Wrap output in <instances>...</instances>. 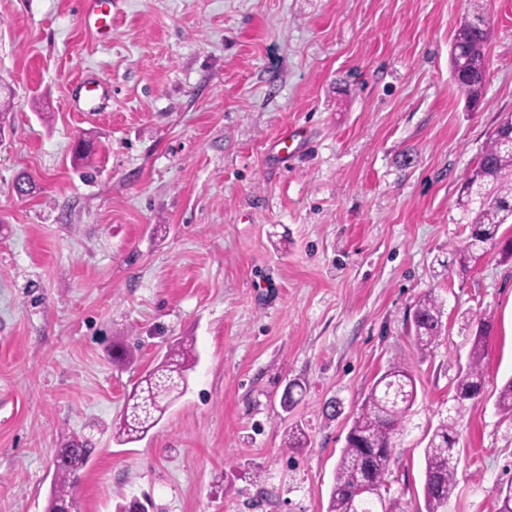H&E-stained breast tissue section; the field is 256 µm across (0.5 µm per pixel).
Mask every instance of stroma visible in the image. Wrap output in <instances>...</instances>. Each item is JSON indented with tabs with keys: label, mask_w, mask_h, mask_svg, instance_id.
I'll use <instances>...</instances> for the list:
<instances>
[{
	"label": "stroma",
	"mask_w": 512,
	"mask_h": 512,
	"mask_svg": "<svg viewBox=\"0 0 512 512\" xmlns=\"http://www.w3.org/2000/svg\"><path fill=\"white\" fill-rule=\"evenodd\" d=\"M80 2L0 0V512H46L75 438L95 447L75 512H326L352 419L394 362L418 397L385 507L425 512L426 436L482 314L486 384L459 422L446 512H496L512 258L446 261L465 237L460 186L512 113V0H482L474 107L449 61L471 0H112L107 41ZM89 77L110 91L79 112ZM290 127L284 164L271 144ZM426 294L442 333L422 352ZM182 341L198 362L159 424L133 444L98 433ZM293 379L306 394L285 410ZM293 427L307 448H286ZM442 305L432 295L418 301L413 311L414 345L420 351L431 348L441 335Z\"/></svg>",
	"instance_id": "obj_1"
}]
</instances>
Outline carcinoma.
Returning <instances> with one entry per match:
<instances>
[{
  "label": "carcinoma",
  "mask_w": 512,
  "mask_h": 512,
  "mask_svg": "<svg viewBox=\"0 0 512 512\" xmlns=\"http://www.w3.org/2000/svg\"><path fill=\"white\" fill-rule=\"evenodd\" d=\"M490 30L483 15L465 17L451 44V70L455 83L469 102L480 101L486 84L485 46ZM467 218L469 233L463 243L451 249L450 265L461 272L475 266L489 249L512 243L498 236L501 225L512 220V115L504 117L490 133L476 167L465 179L458 198ZM442 305L433 296L420 299L413 311L414 345L420 351L431 348L441 335ZM490 320L478 319L466 367L459 370L455 404L448 419L432 432L424 449L423 496L426 512H441L456 485L459 457L457 423L466 402L477 398L485 384L484 358ZM195 347L188 343L171 348L164 359L141 377L128 394L123 413L112 422V438L125 445L142 440L158 424L172 404V398L187 390L188 374L194 367ZM417 398L416 381L403 362L391 364L375 381L347 432L345 446L330 488L327 512H374L371 492H362L358 479L369 474L378 489L386 487L395 463L396 439ZM499 410L512 413V379L500 388ZM286 448L308 447L306 432L298 427L288 431ZM94 449L74 442L55 455L50 502L73 499L81 472Z\"/></svg>",
  "instance_id": "carcinoma-1"
}]
</instances>
